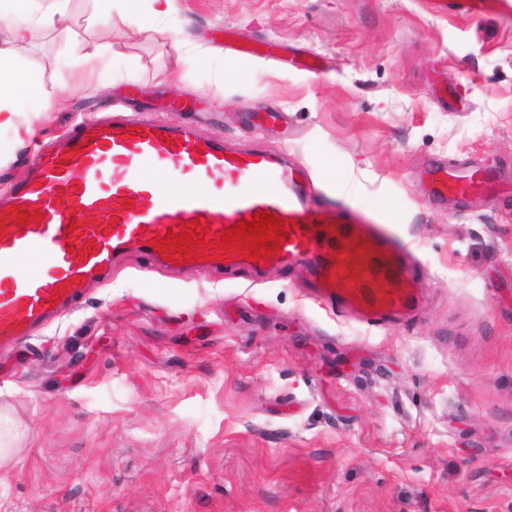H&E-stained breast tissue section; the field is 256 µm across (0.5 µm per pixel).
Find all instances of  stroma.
I'll list each match as a JSON object with an SVG mask.
<instances>
[{
	"mask_svg": "<svg viewBox=\"0 0 512 512\" xmlns=\"http://www.w3.org/2000/svg\"><path fill=\"white\" fill-rule=\"evenodd\" d=\"M175 6L189 54L142 30L151 0H67L69 35L33 32L18 70L55 109L26 99L22 141L0 127V196L70 119L191 124L372 212L424 267L421 301L373 327L305 300L302 266L119 258L0 348V512H512V0ZM448 163L490 193L437 198Z\"/></svg>",
	"mask_w": 512,
	"mask_h": 512,
	"instance_id": "obj_1",
	"label": "stroma"
}]
</instances>
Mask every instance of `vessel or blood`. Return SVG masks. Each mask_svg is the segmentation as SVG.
<instances>
[{
    "mask_svg": "<svg viewBox=\"0 0 512 512\" xmlns=\"http://www.w3.org/2000/svg\"><path fill=\"white\" fill-rule=\"evenodd\" d=\"M436 5L474 16L493 10L491 0ZM149 169L191 178L197 188L161 191L142 179ZM435 183L440 198L487 186L478 169L445 170ZM259 211L294 221L269 264H307L314 301L370 326L415 304L423 268L403 241L361 211L308 205L287 162L201 139L188 128L108 116L71 127L39 151L27 179L0 200V346L77 308L88 285L102 281L120 256L134 250L159 259L154 238L181 234L183 223L199 218L209 242ZM30 212L40 222L28 221ZM70 226L77 235H67ZM32 260L42 261L40 271L26 270Z\"/></svg>",
    "mask_w": 512,
    "mask_h": 512,
    "instance_id": "1",
    "label": "vessel or blood"
}]
</instances>
